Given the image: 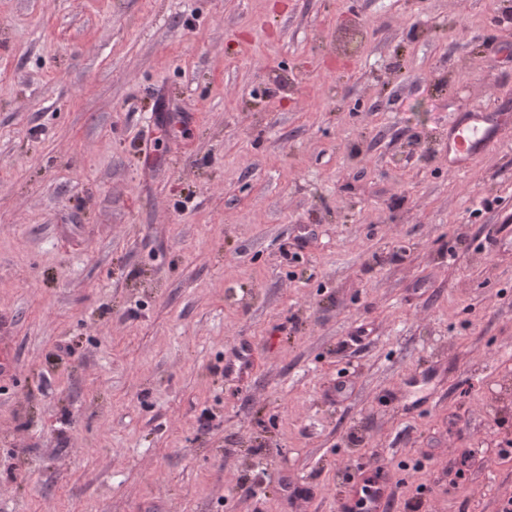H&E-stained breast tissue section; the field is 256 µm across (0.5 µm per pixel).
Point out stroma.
I'll return each mask as SVG.
<instances>
[{"label": "stroma", "mask_w": 512, "mask_h": 512, "mask_svg": "<svg viewBox=\"0 0 512 512\" xmlns=\"http://www.w3.org/2000/svg\"><path fill=\"white\" fill-rule=\"evenodd\" d=\"M508 9L0 0V512H500ZM474 125L464 128L459 126L449 137L448 151L463 162L471 157L472 154L484 147L490 140L497 138L500 131L494 134L491 127H482L479 121H473ZM494 134V135H493ZM357 470H363V472L356 480L351 482L350 492L339 502V511L358 512L361 510L363 512H383L387 500L386 508L388 510L385 509V511H390L392 508V500L389 497L388 479L386 475L374 473L372 477H367L366 473L371 471V465L367 466L364 462L358 465ZM368 479L372 480L371 484L365 482ZM365 486H368L369 489L364 493ZM361 500L363 501V507H356V503Z\"/></svg>", "instance_id": "obj_1"}]
</instances>
